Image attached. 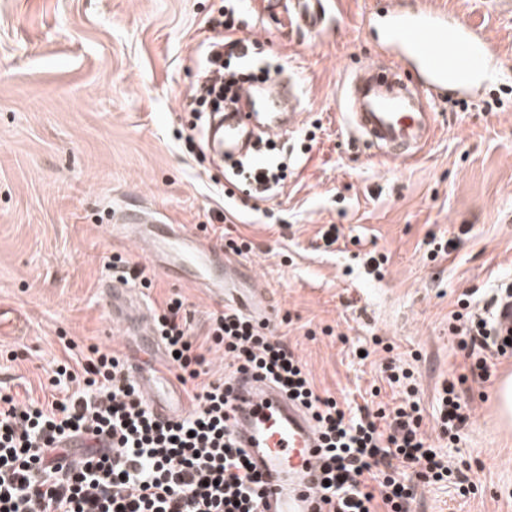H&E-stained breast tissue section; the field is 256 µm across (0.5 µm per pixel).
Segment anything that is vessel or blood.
<instances>
[{
	"label": "vessel or blood",
	"mask_w": 512,
	"mask_h": 512,
	"mask_svg": "<svg viewBox=\"0 0 512 512\" xmlns=\"http://www.w3.org/2000/svg\"><path fill=\"white\" fill-rule=\"evenodd\" d=\"M327 17L326 0H291L289 27L319 32ZM382 48L393 68L373 63L359 66L343 95L344 118L356 139L399 161L426 144L434 131V109L447 91L475 96L503 66L493 55L483 32L457 15L423 5L408 8L392 0L381 22ZM303 102L293 82L280 75L267 77L258 87L245 88L238 111L224 113L203 133L209 157L217 163L228 155L251 151L260 129L277 134L296 131ZM124 229L135 232L165 270L206 288L217 300L234 298L250 313H268L274 302L270 289L252 278L246 266L223 249L203 244L193 233L173 224H155L144 214L123 217ZM113 308L136 341L153 328L142 307L133 306L128 284L106 281ZM154 415L177 419L187 404L166 377L145 370L132 372ZM233 437L245 448L266 482L261 512H319L317 493L323 479L318 449L320 434L304 408L289 400L268 380L252 373L232 381Z\"/></svg>",
	"instance_id": "obj_1"
}]
</instances>
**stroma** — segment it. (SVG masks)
<instances>
[{"instance_id": "35a3bbf8", "label": "stroma", "mask_w": 512, "mask_h": 512, "mask_svg": "<svg viewBox=\"0 0 512 512\" xmlns=\"http://www.w3.org/2000/svg\"><path fill=\"white\" fill-rule=\"evenodd\" d=\"M434 2L483 31L507 67L479 95L441 102L434 139L415 159L390 163L339 115L353 68L381 52L368 17L383 12L382 0H329L316 34L241 0V33L261 43L251 66L292 74L306 119L287 153H271L288 158L280 188L264 200L240 195L222 224L251 243L248 261L278 295L267 318L319 391L348 412L390 402L381 376L395 355L415 372L430 427L444 381L464 365L448 333L458 298L469 295L479 312L512 282V14L490 0ZM223 10L224 0H0V391L41 396L69 342L123 351L100 289L113 256L153 275L138 291L144 305L181 295L195 333L220 310L113 226L137 205L216 241L221 203L210 189L224 171L188 150L201 124L182 104L204 65L208 22ZM330 224L341 237L326 250L318 233ZM434 235L448 254L430 261ZM372 251L390 256L383 278L361 260ZM495 363V376L471 384L472 423L447 451L451 463L470 464L469 493L419 485L413 512H512V430L497 401L512 356Z\"/></svg>"}]
</instances>
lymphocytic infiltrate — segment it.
Listing matches in <instances>:
<instances>
[{
	"mask_svg": "<svg viewBox=\"0 0 512 512\" xmlns=\"http://www.w3.org/2000/svg\"><path fill=\"white\" fill-rule=\"evenodd\" d=\"M240 26L237 0H224L204 44L207 61L248 60L258 43L240 36ZM287 171L261 160L231 173L265 198ZM151 314L168 370L190 388L188 415L156 418L115 352L92 345L57 362L43 399L0 392V512H259L262 475L230 426L231 381L249 370L299 402L321 432L327 512H409L419 484L468 483L434 441H460L472 417L460 385L489 381L490 354L512 352L492 311L451 313L448 330L465 361L443 385L430 435L415 399L417 380L402 365L386 368L400 403L350 417L335 397L316 390L305 363L269 323L228 306L200 338L180 297L152 306ZM210 343L224 352V376L215 381L205 378Z\"/></svg>",
	"mask_w": 512,
	"mask_h": 512,
	"instance_id": "obj_1",
	"label": "lymphocytic infiltrate"
}]
</instances>
